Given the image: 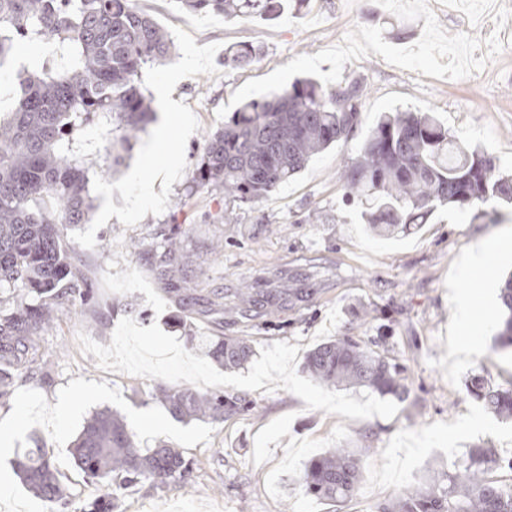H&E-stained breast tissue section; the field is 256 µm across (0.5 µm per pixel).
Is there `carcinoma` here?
Instances as JSON below:
<instances>
[{"instance_id": "cac0c4a2", "label": "carcinoma", "mask_w": 512, "mask_h": 512, "mask_svg": "<svg viewBox=\"0 0 512 512\" xmlns=\"http://www.w3.org/2000/svg\"><path fill=\"white\" fill-rule=\"evenodd\" d=\"M194 12L228 17L280 16L282 0H180ZM55 45L41 70L18 78L17 102L0 120V407L17 385L44 377L52 354L39 339L57 313L87 300L91 292L81 259L63 245L60 226L84 224L94 209L83 154L66 142L75 130L100 116L112 118L119 136L112 147L128 149L153 120L140 88L142 69L172 55L169 32L135 6V0H0V69L20 44ZM249 44L224 51V66L254 62ZM364 86L351 81L327 90L312 78L296 79L232 112L224 128L207 136L191 189L224 193L232 213L277 193L333 145L352 140L361 126ZM346 201L364 206L362 217L377 235L391 236L426 224L441 207L488 213L481 206L512 205V176L499 173L494 158L462 144L433 112H387L360 143L341 175ZM161 252L151 271L179 301L194 305L197 282L184 276L193 264L178 233L161 231ZM234 308L243 317L271 316L288 303L250 284L238 289ZM498 336L512 347V275L504 280ZM210 358L226 369L245 365L253 354L245 338L202 340ZM304 371L327 387H366L405 399L401 369L352 336L325 342L306 357ZM470 395L491 412L512 417V388L475 374ZM155 398L172 418L221 424L253 408L244 394L197 392L158 383ZM78 468L103 483L106 496L88 512H119L112 480L124 477L163 487L186 485L194 466L183 452L162 441L140 447L125 418L95 411L72 442ZM496 462L490 448L476 444L425 483L378 506V512H512V490L487 477ZM26 487L69 512L73 494L42 448L25 449L16 461ZM362 480L360 459L334 448L313 460L299 477L305 494L339 502Z\"/></svg>"}]
</instances>
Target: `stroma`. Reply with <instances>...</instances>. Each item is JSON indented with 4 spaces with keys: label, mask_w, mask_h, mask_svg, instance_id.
Wrapping results in <instances>:
<instances>
[{
    "label": "stroma",
    "mask_w": 512,
    "mask_h": 512,
    "mask_svg": "<svg viewBox=\"0 0 512 512\" xmlns=\"http://www.w3.org/2000/svg\"><path fill=\"white\" fill-rule=\"evenodd\" d=\"M172 35L176 51L142 70V89L157 113L132 156L113 167L112 125L102 118L78 131L97 208L90 223L64 227L63 240L89 265L94 298L59 313L40 341L52 353L47 381L16 388L0 409V512H52L51 503L19 482L14 460L43 444L84 512L100 494L74 463L70 446L98 410L124 415L141 444L161 439L195 462L189 485L118 488L121 512H377L380 503L451 467L469 447L492 448L500 462L492 480L512 485V420L486 410L466 389L475 373L512 386V356L497 351L500 288L512 272V207L494 222L438 210L431 223L383 238L370 232L359 205L343 200L341 172L359 139L315 156L296 178L256 205L224 212L218 192L188 189L207 133L223 127L239 104L303 77L334 88L366 86L362 130L381 113L434 112L450 134L483 148L512 170V7L501 0H305L276 19L228 20L194 13L180 0H137ZM253 44L261 59L231 69L224 51ZM51 45L20 49L0 71V118L11 108L18 69L39 70ZM205 274L201 288L233 294L249 283L268 290L301 288L305 301L273 318L229 311L190 314L149 271L147 249L163 227ZM497 248L496 276L463 273L474 247ZM486 296L490 317L462 327L460 300ZM132 318L186 340L242 336L254 349L284 341L309 352L349 335L383 339L382 353L404 369L407 397L390 419H351L307 408L293 393L252 391V412L221 424L173 419L153 397L155 382L102 370L78 342L86 333L110 345L118 322ZM474 337L463 350L459 336ZM332 448L361 450L363 478L350 498L307 496L298 478L308 462Z\"/></svg>",
    "instance_id": "1"
}]
</instances>
